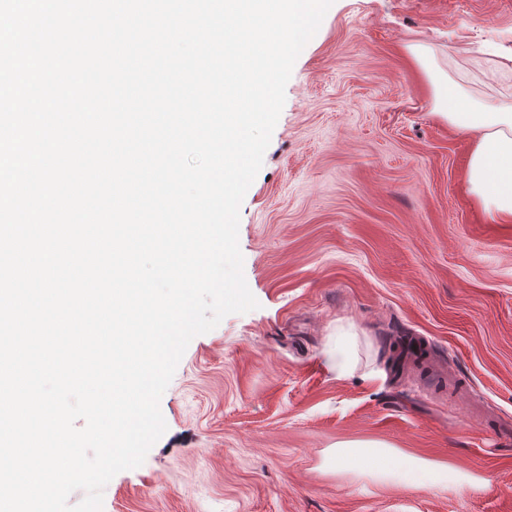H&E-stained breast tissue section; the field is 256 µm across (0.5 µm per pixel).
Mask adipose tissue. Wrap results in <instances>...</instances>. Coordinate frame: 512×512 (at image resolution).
Instances as JSON below:
<instances>
[{"mask_svg":"<svg viewBox=\"0 0 512 512\" xmlns=\"http://www.w3.org/2000/svg\"><path fill=\"white\" fill-rule=\"evenodd\" d=\"M436 113L473 134L466 170L471 194L490 221L512 223V99L488 106L445 81H431Z\"/></svg>","mask_w":512,"mask_h":512,"instance_id":"1","label":"adipose tissue"}]
</instances>
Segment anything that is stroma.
<instances>
[{
    "label": "stroma",
    "mask_w": 512,
    "mask_h": 512,
    "mask_svg": "<svg viewBox=\"0 0 512 512\" xmlns=\"http://www.w3.org/2000/svg\"><path fill=\"white\" fill-rule=\"evenodd\" d=\"M413 44L472 98L512 95L487 69L512 0H334L240 207L259 307L192 339L165 434L102 512H512V224L470 194L472 142L435 114ZM340 323L344 377L324 359ZM350 442L467 480L333 462ZM336 336H341L342 343H336V348H328L325 353V361L328 368L336 373V376L343 377L352 372L356 363L350 358L348 350L343 347V343L353 344L356 342V334L343 326L336 327Z\"/></svg>",
    "instance_id": "obj_1"
}]
</instances>
